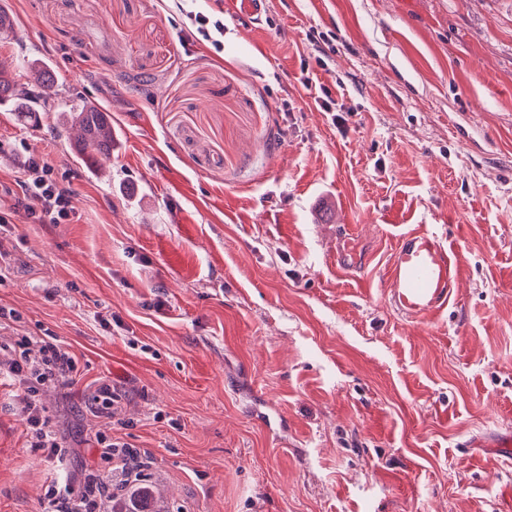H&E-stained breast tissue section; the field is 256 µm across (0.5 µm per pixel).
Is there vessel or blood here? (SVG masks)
<instances>
[{
  "instance_id": "obj_1",
  "label": "vessel or blood",
  "mask_w": 512,
  "mask_h": 512,
  "mask_svg": "<svg viewBox=\"0 0 512 512\" xmlns=\"http://www.w3.org/2000/svg\"><path fill=\"white\" fill-rule=\"evenodd\" d=\"M463 271V261L446 235L414 228L397 238L386 286L401 314L431 316L447 306Z\"/></svg>"
}]
</instances>
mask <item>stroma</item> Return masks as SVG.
Instances as JSON below:
<instances>
[{"label":"stroma","instance_id":"stroma-1","mask_svg":"<svg viewBox=\"0 0 512 512\" xmlns=\"http://www.w3.org/2000/svg\"><path fill=\"white\" fill-rule=\"evenodd\" d=\"M0 14V72L58 76L38 123L0 105V184L45 157L75 216L0 233V307L76 358L43 399L68 477L109 432L152 461L143 512H512V456L484 445L512 428V0H264L220 51L175 0ZM86 102L112 123L101 177L64 117ZM421 225L465 272L408 320L385 282ZM101 379L119 426L90 411ZM55 477L0 383V512H41Z\"/></svg>","mask_w":512,"mask_h":512}]
</instances>
